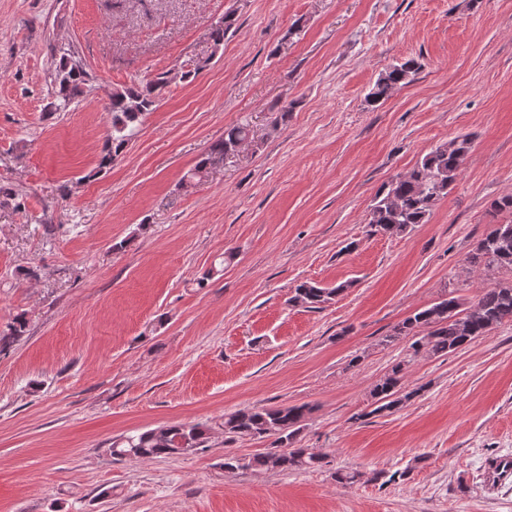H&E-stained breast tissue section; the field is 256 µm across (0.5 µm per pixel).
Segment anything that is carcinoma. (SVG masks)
Returning <instances> with one entry per match:
<instances>
[{
	"mask_svg": "<svg viewBox=\"0 0 512 512\" xmlns=\"http://www.w3.org/2000/svg\"><path fill=\"white\" fill-rule=\"evenodd\" d=\"M234 25L228 14L218 20L211 31L214 50L224 44V36ZM204 66L180 71L176 76L161 72L151 79H143L108 95L106 111L111 114V125L104 136L98 167L103 169L123 154L137 134L144 116L153 111L174 78L194 79ZM419 69L418 62L406 59L379 74L367 95L371 103L388 99L407 85ZM87 75L79 62L68 53L60 56L51 75V95L48 104L52 112H66L87 93ZM245 124L229 126L224 137L212 143L194 167L182 178L181 186H197L208 180L213 170L224 165V159L234 154L236 147L248 138ZM472 141L467 135L432 148L408 172L398 174L375 195L367 214V224L374 231L402 235L418 224L428 221L436 203L448 194V189L460 175ZM472 266L505 271L512 275V221L493 224L469 257ZM344 290V286L324 288L304 282L296 286L293 301L309 309H322ZM512 322V280L500 282L493 288H484L468 306L460 299L446 297L429 307L414 312L395 325L385 342L393 343L410 337L412 355L422 352L444 357L471 344L495 327ZM26 332V320L18 317L8 330L0 332V349L9 346ZM403 363L392 367L372 392V409L367 415L393 412L410 400L415 392H405L400 386ZM312 412V407L281 405L238 410L224 414L218 427L225 440L236 437L270 438L273 450L251 459L231 453L224 456V469L235 471L249 468L270 470H307L322 466L325 456L309 448H296L294 443L301 423ZM209 428L200 424L175 423L123 436L112 441L110 455L115 461L145 460L174 455H189L206 447Z\"/></svg>",
	"mask_w": 512,
	"mask_h": 512,
	"instance_id": "cac0c4a2",
	"label": "carcinoma"
}]
</instances>
